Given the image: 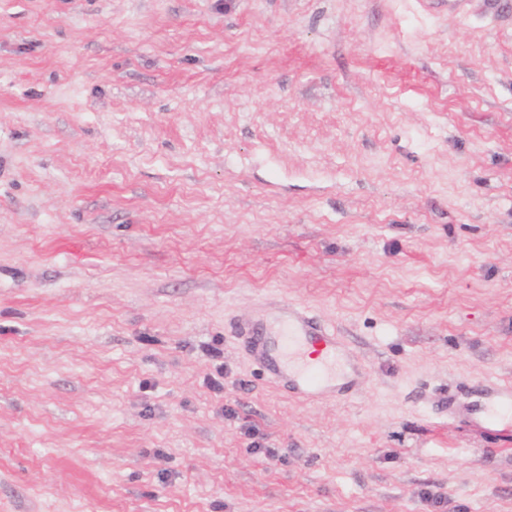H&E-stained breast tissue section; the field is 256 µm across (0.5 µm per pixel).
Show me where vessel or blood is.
I'll return each instance as SVG.
<instances>
[{"mask_svg":"<svg viewBox=\"0 0 512 512\" xmlns=\"http://www.w3.org/2000/svg\"><path fill=\"white\" fill-rule=\"evenodd\" d=\"M245 347L257 356L264 373L288 391L305 397L344 396L359 370L334 330L300 307H289L277 325H250L241 332ZM467 406L481 422L512 415V386L495 382L477 389Z\"/></svg>","mask_w":512,"mask_h":512,"instance_id":"vessel-or-blood-1","label":"vessel or blood"}]
</instances>
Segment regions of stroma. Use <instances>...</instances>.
Instances as JSON below:
<instances>
[{
  "label": "stroma",
  "instance_id": "1",
  "mask_svg": "<svg viewBox=\"0 0 512 512\" xmlns=\"http://www.w3.org/2000/svg\"><path fill=\"white\" fill-rule=\"evenodd\" d=\"M291 305L349 396L245 351ZM485 379L512 0H0V512H512V428L441 404Z\"/></svg>",
  "mask_w": 512,
  "mask_h": 512
}]
</instances>
